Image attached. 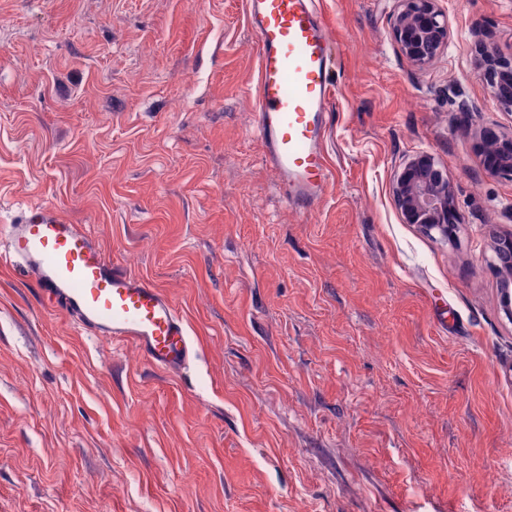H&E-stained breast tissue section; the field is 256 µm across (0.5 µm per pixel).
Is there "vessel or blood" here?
Masks as SVG:
<instances>
[{"label": "vessel or blood", "instance_id": "b4317fda", "mask_svg": "<svg viewBox=\"0 0 512 512\" xmlns=\"http://www.w3.org/2000/svg\"><path fill=\"white\" fill-rule=\"evenodd\" d=\"M246 8L257 43L262 159L281 200L310 212L333 183L326 152L335 74L330 25L316 0H246ZM0 263L33 277L50 305L88 335L133 347L168 371L195 357L187 323L165 292L109 260L81 225L45 212L1 225Z\"/></svg>", "mask_w": 512, "mask_h": 512}]
</instances>
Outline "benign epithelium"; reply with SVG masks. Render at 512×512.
Returning a JSON list of instances; mask_svg holds the SVG:
<instances>
[{
  "instance_id": "1",
  "label": "benign epithelium",
  "mask_w": 512,
  "mask_h": 512,
  "mask_svg": "<svg viewBox=\"0 0 512 512\" xmlns=\"http://www.w3.org/2000/svg\"><path fill=\"white\" fill-rule=\"evenodd\" d=\"M392 29L402 55L418 68L433 62L450 44V22L439 0H395ZM473 34L480 56V78L498 109L511 116L512 53H502L492 35L479 28ZM477 148L484 156L487 174L512 179V128H483ZM392 194L406 223L436 231L446 239L454 238L461 223L454 187L447 170L439 167L431 155L420 153L410 158L397 174ZM494 251L501 255L494 265L495 273L511 280L512 235L495 237Z\"/></svg>"
}]
</instances>
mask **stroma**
<instances>
[{"label": "stroma", "instance_id": "obj_1", "mask_svg": "<svg viewBox=\"0 0 512 512\" xmlns=\"http://www.w3.org/2000/svg\"><path fill=\"white\" fill-rule=\"evenodd\" d=\"M336 47L334 183L302 213L256 134L245 0H0V225L81 224L163 289L179 372L79 332L0 264V512H512V320L491 268L511 126L472 27L512 52V0H440L418 69L393 0H317ZM448 171L455 239L404 223L397 169ZM392 29L402 55L423 68L448 49L451 27L439 0H394ZM477 148L484 156L487 174L512 179V126L509 131L483 128L477 137Z\"/></svg>", "mask_w": 512, "mask_h": 512}]
</instances>
